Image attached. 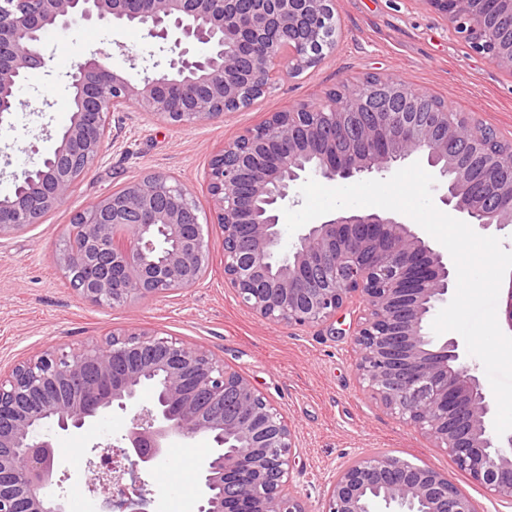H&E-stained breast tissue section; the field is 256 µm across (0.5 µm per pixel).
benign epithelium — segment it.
I'll list each match as a JSON object with an SVG mask.
<instances>
[{"label":"benign epithelium","instance_id":"1","mask_svg":"<svg viewBox=\"0 0 512 512\" xmlns=\"http://www.w3.org/2000/svg\"><path fill=\"white\" fill-rule=\"evenodd\" d=\"M420 2L512 73V43L498 41L472 8L484 0ZM95 19L170 42L171 56L141 78L112 68L102 52L69 73L70 125L52 153L13 175L14 194L0 199V238L42 223L67 199L102 156L111 113L145 111L173 127L219 119L281 76L315 66L336 33L334 0H0V123L46 64L45 32ZM433 101L386 77L271 113L212 156L205 180L213 224L224 239V279L264 322L331 323L361 297L365 314L351 334L361 386L490 497L511 503L512 432L496 434V402L465 346L428 331L456 281L448 255L399 214L356 210L304 225L282 252L280 215L299 181L351 183L411 158L446 184L440 201L460 220L512 224V144L492 148L474 125L460 137L465 115ZM55 259L65 275L81 273L82 298L106 306L180 293L210 269L196 200L162 175L131 181L76 214ZM501 317L512 333V273ZM114 410L132 412L119 445L94 443L83 469L106 512H147L141 474L167 461L172 438L199 433L222 450L201 463L198 512H310L289 490L296 435L278 408L210 351L145 330L47 350L0 374V512H66L53 492L47 425L81 429ZM376 503L388 512H476L447 474L389 454L340 464L318 512H373Z\"/></svg>","mask_w":512,"mask_h":512}]
</instances>
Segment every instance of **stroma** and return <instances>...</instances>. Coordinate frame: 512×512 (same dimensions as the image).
I'll return each instance as SVG.
<instances>
[{
  "label": "stroma",
  "mask_w": 512,
  "mask_h": 512,
  "mask_svg": "<svg viewBox=\"0 0 512 512\" xmlns=\"http://www.w3.org/2000/svg\"><path fill=\"white\" fill-rule=\"evenodd\" d=\"M336 18V43L315 67L277 80L250 106L222 119L172 127L138 110L112 114L107 150L70 197L43 223L0 239V371L35 352L78 348L112 331L155 330L210 350L280 410L297 437L293 489L311 512H318L330 471L356 455L378 452L447 473L477 512H512V504L489 497L445 452L363 390L347 334L364 314L361 298H353L333 324L296 329L258 319L224 281V239L209 222L204 172L226 141L270 113L318 101L323 92L370 75L390 76L512 141V74L472 51L420 0H336ZM97 47L109 53L114 68L125 71L154 49L143 31L131 26L116 31L91 23L57 30L47 47V70L21 86L22 107L0 123V198L11 194L13 174L54 149L72 116L65 74ZM150 175L176 180L196 198L211 255L207 276L184 292L121 307L81 298L55 262L69 225L90 203ZM214 446L205 433L188 444L171 443L169 457L181 460L177 480H170L162 465L144 477L153 512H197L200 462Z\"/></svg>",
  "instance_id": "35a3bbf8"
}]
</instances>
